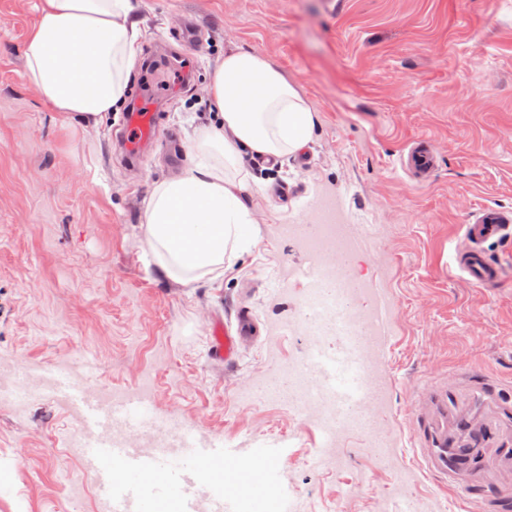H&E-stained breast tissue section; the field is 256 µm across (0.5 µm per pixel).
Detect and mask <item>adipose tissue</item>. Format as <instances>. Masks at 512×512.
<instances>
[{
    "label": "adipose tissue",
    "instance_id": "ef3b65f1",
    "mask_svg": "<svg viewBox=\"0 0 512 512\" xmlns=\"http://www.w3.org/2000/svg\"><path fill=\"white\" fill-rule=\"evenodd\" d=\"M140 37L131 0H43L26 45V78L54 111L97 118L123 101ZM210 97L218 120L194 130L193 165L160 182L147 208L154 262L184 285L219 277L255 244L258 228L239 195L246 157L296 153L315 130L297 89L256 54H225Z\"/></svg>",
    "mask_w": 512,
    "mask_h": 512
}]
</instances>
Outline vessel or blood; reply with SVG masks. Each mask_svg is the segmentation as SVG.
Returning <instances> with one entry per match:
<instances>
[{
	"mask_svg": "<svg viewBox=\"0 0 512 512\" xmlns=\"http://www.w3.org/2000/svg\"><path fill=\"white\" fill-rule=\"evenodd\" d=\"M157 123V112L150 109L148 100H140L126 122L127 158H136L142 145L154 138ZM402 165L419 178H427L433 168L429 143H412ZM464 237L469 247L455 254L459 270L482 286L498 285L502 268L488 257L485 245L512 238V215L484 209L465 224ZM252 326L249 310L241 309L234 322L212 327V352L223 358L225 366L235 365L237 351L250 336ZM308 374L317 388L325 390L346 411L367 410L374 401L370 387L360 378L359 357L354 348H346L337 357L335 372H328L314 361ZM52 390L82 413L86 430L96 436L95 443L86 450V467L105 495L110 496L112 512H158L163 498L176 502L180 512H241L252 495L275 485L276 472L268 467L247 478L238 489L232 480L224 478L198 487L196 478L207 451L196 445L193 431H186L185 441L177 448H144L131 441L113 440L108 438V431L132 428L140 413L138 399L113 403L97 400L85 381L66 373L54 377Z\"/></svg>",
	"mask_w": 512,
	"mask_h": 512,
	"instance_id": "b4317fda",
	"label": "vessel or blood"
}]
</instances>
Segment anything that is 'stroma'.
<instances>
[{"label":"stroma","mask_w":512,"mask_h":512,"mask_svg":"<svg viewBox=\"0 0 512 512\" xmlns=\"http://www.w3.org/2000/svg\"><path fill=\"white\" fill-rule=\"evenodd\" d=\"M141 43L127 100L156 95L161 124L135 163L121 112L64 120L26 81L24 50L42 0H0V380L14 363L69 364L91 390L132 394L155 379L151 414L223 446L227 458L275 463L303 512H504L512 505V240L487 246L506 277L474 284L452 264L463 226L485 207L512 213V0H133ZM200 29L180 42L184 18ZM270 60L313 112L311 142L251 174L242 198L252 251L214 280L162 276L144 239L155 185L188 165L192 128L213 119L208 84L230 52ZM168 71L162 85L147 66ZM192 72L181 84L179 74ZM429 140L435 169L413 181L401 158ZM368 235L353 269L392 308L379 360L385 452L348 429L328 447L307 397L257 399L252 384L336 353L298 321L309 257L288 235L320 222L326 201ZM254 339L234 368L210 354V330L237 307ZM448 439L477 465L441 471L424 451L440 410ZM79 414L40 395L26 412L0 400V512H104L71 435ZM408 490H394V470ZM492 486L496 497L481 489Z\"/></svg>","instance_id":"obj_1"}]
</instances>
